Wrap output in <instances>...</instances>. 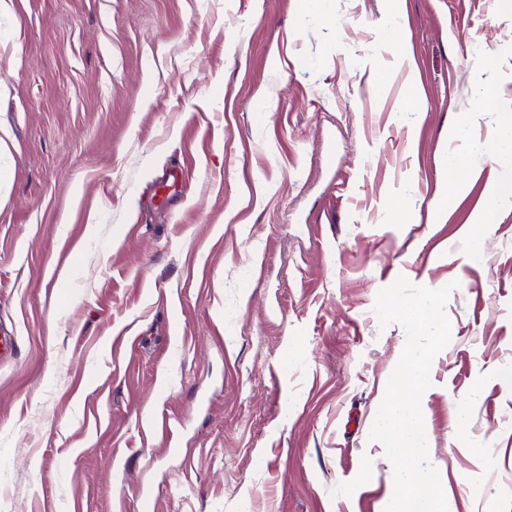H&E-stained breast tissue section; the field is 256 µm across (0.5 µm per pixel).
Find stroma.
Here are the masks:
<instances>
[{
    "label": "stroma",
    "instance_id": "stroma-1",
    "mask_svg": "<svg viewBox=\"0 0 512 512\" xmlns=\"http://www.w3.org/2000/svg\"><path fill=\"white\" fill-rule=\"evenodd\" d=\"M8 2L0 512H383L401 276L459 283L421 399L448 512H512V0ZM486 146L504 163L512 164V122L498 126Z\"/></svg>",
    "mask_w": 512,
    "mask_h": 512
}]
</instances>
